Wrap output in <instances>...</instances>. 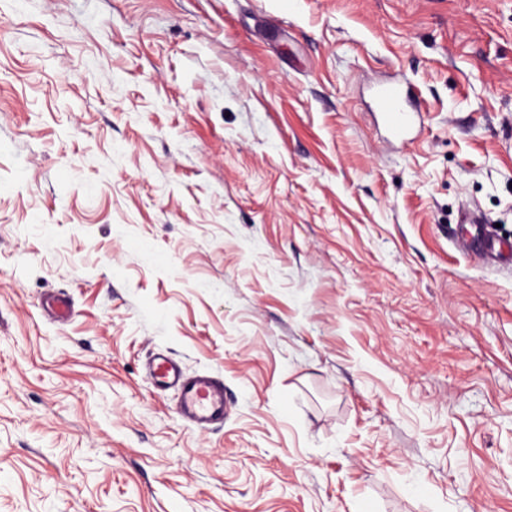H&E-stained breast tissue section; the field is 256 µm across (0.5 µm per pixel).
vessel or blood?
<instances>
[{
    "label": "vessel or blood",
    "mask_w": 512,
    "mask_h": 512,
    "mask_svg": "<svg viewBox=\"0 0 512 512\" xmlns=\"http://www.w3.org/2000/svg\"><path fill=\"white\" fill-rule=\"evenodd\" d=\"M411 96L410 90L398 85H388L379 91L385 120L393 137H405L413 124L412 113L403 106L404 100ZM461 221L474 225L476 233L472 243L479 253H494L512 264V246L506 248L496 244L487 224L479 216L467 210L463 212ZM149 371L159 389H177V412L182 418L204 430L223 422L227 413L223 380L210 375L184 376L174 359L161 354L151 358Z\"/></svg>",
    "instance_id": "b4317fda"
}]
</instances>
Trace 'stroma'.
<instances>
[{
  "instance_id": "obj_1",
  "label": "stroma",
  "mask_w": 512,
  "mask_h": 512,
  "mask_svg": "<svg viewBox=\"0 0 512 512\" xmlns=\"http://www.w3.org/2000/svg\"><path fill=\"white\" fill-rule=\"evenodd\" d=\"M467 208L512 242V0H0V512H512ZM379 98L384 104L383 113L392 136L405 137L413 124L414 112H408L403 102L412 98V92L399 85H388L380 89ZM149 371L159 389H177V413L182 418L203 430L224 423L227 409L223 380L210 375L185 377L174 359L161 354L151 358Z\"/></svg>"
}]
</instances>
